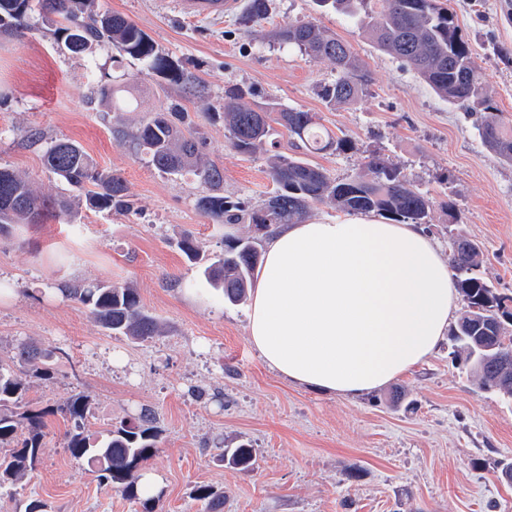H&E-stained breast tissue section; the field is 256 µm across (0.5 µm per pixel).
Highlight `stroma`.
<instances>
[{
	"label": "stroma",
	"instance_id": "35a3bbf8",
	"mask_svg": "<svg viewBox=\"0 0 512 512\" xmlns=\"http://www.w3.org/2000/svg\"><path fill=\"white\" fill-rule=\"evenodd\" d=\"M102 10L135 22L157 47L199 77L202 98L189 112L218 104L226 86L252 89L317 113L351 146L314 156L333 177L354 176L369 156H384L433 201L426 230L440 250L465 236L483 251V276L512 294V163L482 141L479 115L439 98L408 67L380 52L359 18L320 14L311 0H273L267 20L242 24L189 19L178 0H98ZM460 32L482 69L487 92L512 123V0H451ZM310 20L348 43L369 74L368 91L332 108L319 85L335 79L331 62L314 61L269 40L276 25ZM96 57L110 79L133 80L137 122L180 90L148 73L138 60ZM83 57L58 43L52 26L0 35V165L28 176L45 196L67 187L44 165L54 140L80 143L100 167L122 173L134 211L119 215L81 208L74 220L17 224L0 234V279L16 296L0 302V362L18 342L63 349L52 379L34 381L27 398L44 407L82 391L91 398L90 429L102 431L151 410L160 431L148 463L163 482L161 512H202L196 485L221 495V512H512V399L477 386L455 362L450 339L435 356L398 379L406 402L388 388L358 397L333 396L288 383L271 371L247 340V304L225 302L177 248L194 234L203 251L222 252L224 238L247 225L210 223L195 207L202 185L168 175L113 135L114 115L99 105ZM211 160L224 169V193L257 203L273 188L268 156L231 149L224 122L201 117ZM98 282L136 288L162 325L152 341L112 336L62 285ZM67 426L47 419L43 454L16 491L0 494V512H18L32 498L50 512H141L116 488L102 485L87 461L65 450ZM248 443L254 469L220 460L224 449Z\"/></svg>",
	"mask_w": 512,
	"mask_h": 512
}]
</instances>
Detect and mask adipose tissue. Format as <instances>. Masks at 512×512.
<instances>
[{
	"instance_id": "obj_1",
	"label": "adipose tissue",
	"mask_w": 512,
	"mask_h": 512,
	"mask_svg": "<svg viewBox=\"0 0 512 512\" xmlns=\"http://www.w3.org/2000/svg\"><path fill=\"white\" fill-rule=\"evenodd\" d=\"M457 309L421 225L361 214L284 224L251 293L248 340L289 382L356 397L431 357Z\"/></svg>"
}]
</instances>
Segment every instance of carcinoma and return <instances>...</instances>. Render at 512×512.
<instances>
[{
    "label": "carcinoma",
    "instance_id": "1",
    "mask_svg": "<svg viewBox=\"0 0 512 512\" xmlns=\"http://www.w3.org/2000/svg\"><path fill=\"white\" fill-rule=\"evenodd\" d=\"M369 0H313L321 11L333 10L354 16ZM382 10L370 17L377 48L409 65L417 76L443 100L470 112H485L480 126L485 145L501 159L512 162V129L497 120L484 87V74L472 60L467 42L459 34L455 15L445 0H380ZM270 0H248L246 18L266 19ZM55 27L58 41L72 54L96 63L94 49L103 45L113 57H130L146 64L149 73L185 91L199 78L161 52L151 38L131 19L117 12H101L96 0H0V34L34 28V17ZM281 45H293L310 59L329 60L336 79L320 89L330 106L347 105L365 92L369 76L351 47L312 21L288 22L271 31ZM96 93L112 112L127 111L130 98L125 83L100 84ZM252 92L242 86L224 89L222 116L228 143L241 154L276 147L274 126L282 127L296 154L270 157L274 189L256 205H245L224 195V170L205 152L197 124L177 103L161 106L134 126L119 127L117 134L164 174H191L204 191L196 208L214 224L263 226L252 233L224 241V251L206 254L190 233L178 241L186 259L197 265L212 288L224 300L238 304L247 299L262 261V241L282 224L306 222L311 210L325 205L348 213H376L397 224L431 223L432 202L379 155L366 162L364 170L350 178L337 179L305 155L345 151L349 141L329 132L315 112L287 107L274 99L250 103ZM50 173L64 182L73 197L42 196L22 174L0 167V233L14 224H43L61 217H74L76 208L128 214L133 209L128 186L121 173L99 167L83 147L70 140L52 143L44 154ZM468 251L448 253V266L464 303V311L452 329L453 354L464 360L484 389H495L512 398V382L499 377L497 353H512V296L501 294L480 274L483 252L467 241ZM66 296L86 307L114 336L148 342L160 335L157 319L141 305L136 289L112 283L70 286ZM67 358L60 348L46 349L22 342L16 361L0 363V492L11 491L32 473L40 461L47 418L67 422L66 448L76 460L96 465L99 482L139 502L142 512H157L159 497L141 496L139 480L144 465L158 452L159 433L151 412L143 410L134 419L121 420L94 436L86 429L90 396L71 394L55 406L32 408L27 400V378H51L54 364ZM221 461L240 470L251 469L257 451L248 443L224 449ZM204 512H217L221 499L201 484L193 490Z\"/></svg>",
    "mask_w": 512,
    "mask_h": 512
}]
</instances>
